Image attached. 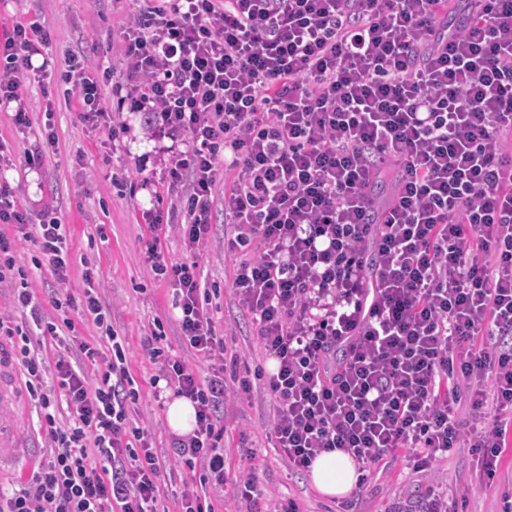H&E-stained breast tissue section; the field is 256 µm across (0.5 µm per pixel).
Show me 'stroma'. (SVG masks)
Returning a JSON list of instances; mask_svg holds the SVG:
<instances>
[{"instance_id": "stroma-1", "label": "stroma", "mask_w": 512, "mask_h": 512, "mask_svg": "<svg viewBox=\"0 0 512 512\" xmlns=\"http://www.w3.org/2000/svg\"><path fill=\"white\" fill-rule=\"evenodd\" d=\"M140 0H0V36L19 22L39 21L50 42L43 54L52 66L47 88L26 91L34 110L31 125L20 130L12 114L0 110V144L16 155L43 147L40 171L20 167L0 173V179L19 189L18 199L31 216H38L42 201H50L67 237L71 260L65 288H57L47 266L37 265L33 244L18 248L29 288L47 312L54 300L69 301L75 331L90 340L99 333L83 319L81 306L85 274H93L112 324L129 346L128 368L140 392L137 413L129 425L148 429L158 455L170 451L173 436L166 422V406L154 399L150 380L157 369L142 348L145 336L162 329L169 354L188 356L201 376L209 363L188 355L176 320L173 290L146 259V246L157 242L171 262L189 257L183 239L174 232L184 222L182 188H169L166 180L172 141L148 127L131 102L115 90L125 81L126 64L121 42L124 23ZM84 57L94 67L112 70V87L105 90L110 112L119 115L125 128L115 140H107L83 122L75 97L66 93L61 76L67 70L68 53ZM52 124L56 143L44 146L45 124ZM152 172L150 184H142L139 170ZM234 171H224L215 187L211 212V238L197 258L202 281L211 290L207 306L216 336L224 343V356L238 376L247 377L251 391L224 417V469L241 478H255L262 494L256 512H282L295 503L298 512H416L427 483L400 449L367 472L362 486L346 496L325 497L312 486L309 474L288 465L274 446L270 429L275 400L257 371H269L272 361L264 349L250 316L243 312L232 285L234 257L225 250L230 228L224 222V192L234 183ZM438 493L449 512H501L504 496H512V446L506 448L492 486L474 490L479 474L470 449L454 448L438 462Z\"/></svg>"}]
</instances>
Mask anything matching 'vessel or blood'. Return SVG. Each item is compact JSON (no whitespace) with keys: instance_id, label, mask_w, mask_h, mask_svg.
Listing matches in <instances>:
<instances>
[{"instance_id":"1","label":"vessel or blood","mask_w":512,"mask_h":512,"mask_svg":"<svg viewBox=\"0 0 512 512\" xmlns=\"http://www.w3.org/2000/svg\"><path fill=\"white\" fill-rule=\"evenodd\" d=\"M19 405L16 359L10 346L0 340V467L31 461L17 435Z\"/></svg>"}]
</instances>
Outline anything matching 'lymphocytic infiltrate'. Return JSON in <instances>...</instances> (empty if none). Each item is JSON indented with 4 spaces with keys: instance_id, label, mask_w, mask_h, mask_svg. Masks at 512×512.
<instances>
[{
    "instance_id": "lymphocytic-infiltrate-1",
    "label": "lymphocytic infiltrate",
    "mask_w": 512,
    "mask_h": 512,
    "mask_svg": "<svg viewBox=\"0 0 512 512\" xmlns=\"http://www.w3.org/2000/svg\"><path fill=\"white\" fill-rule=\"evenodd\" d=\"M463 2L452 27L448 0H149L122 31L133 111L188 138L167 179L190 183L180 233L191 250L209 240L220 169L237 173L224 194L232 286L276 361L264 377L272 432L296 470L333 450L370 468L407 448L433 484L438 455L464 447L491 481L512 436V0ZM48 42L35 21L0 40V108L13 107L21 129L25 90L48 74L32 57ZM69 70L84 122L114 137L102 94L111 70L75 55ZM0 224L18 232L0 233V282L14 277L25 240L66 284L58 218L31 223L0 182ZM147 254L173 281L187 348L210 362L202 378L166 355L162 333L143 341L159 378L193 402V431L162 459L146 431L128 429L139 392L95 287L81 313L109 350L73 337L76 360L58 358L45 381L35 338L74 324L15 289L13 306L30 319L0 315V335L50 446L0 512H155L160 476L175 467L200 473L183 483L182 512H213L201 483L231 485L248 503L260 496L224 470L219 412L251 384L226 383L199 264Z\"/></svg>"
}]
</instances>
